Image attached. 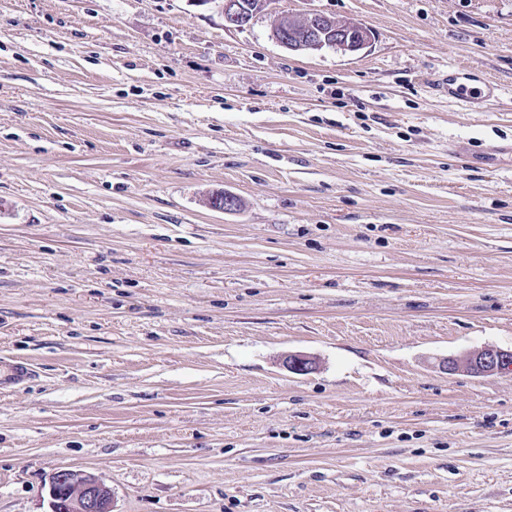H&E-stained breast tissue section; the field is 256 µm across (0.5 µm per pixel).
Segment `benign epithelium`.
I'll list each match as a JSON object with an SVG mask.
<instances>
[{"instance_id":"7a95c632","label":"benign epithelium","mask_w":512,"mask_h":512,"mask_svg":"<svg viewBox=\"0 0 512 512\" xmlns=\"http://www.w3.org/2000/svg\"><path fill=\"white\" fill-rule=\"evenodd\" d=\"M224 25L241 28L254 14L244 9L240 0H222ZM324 15L319 13L279 14L272 30V39L285 49L304 53L332 47L343 55H354L368 48L372 34L361 22L338 19L332 24L335 36L322 37ZM444 370L453 373L464 367L478 376H492L512 370V351L484 348L461 359L449 358ZM49 512H112V491L96 476L73 470H61L52 477L49 489Z\"/></svg>"}]
</instances>
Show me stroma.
I'll use <instances>...</instances> for the list:
<instances>
[{
    "label": "stroma",
    "instance_id": "1",
    "mask_svg": "<svg viewBox=\"0 0 512 512\" xmlns=\"http://www.w3.org/2000/svg\"><path fill=\"white\" fill-rule=\"evenodd\" d=\"M453 143L512 144V0H0V512H512V371L440 367L512 349V154ZM241 3V4H240ZM247 10H259L257 0H223L221 5L224 25L229 28H241L248 25L256 13ZM324 15L319 13L278 14L272 30V39L285 49L304 53L320 50L325 46L333 47L342 55H354L368 48L372 34L367 27L353 18L336 19L330 34L335 36L322 38ZM294 31H302L297 35ZM329 34V35H330ZM478 76L471 70L456 69L448 71V75L441 79V84L447 90L448 98L463 103L469 112H484L485 102L498 98L499 86L496 82L486 79L481 81L480 87L470 83ZM34 373L26 363L0 362V386H23L34 378ZM48 512H112V491L96 476L61 470L52 477Z\"/></svg>",
    "mask_w": 512,
    "mask_h": 512
}]
</instances>
